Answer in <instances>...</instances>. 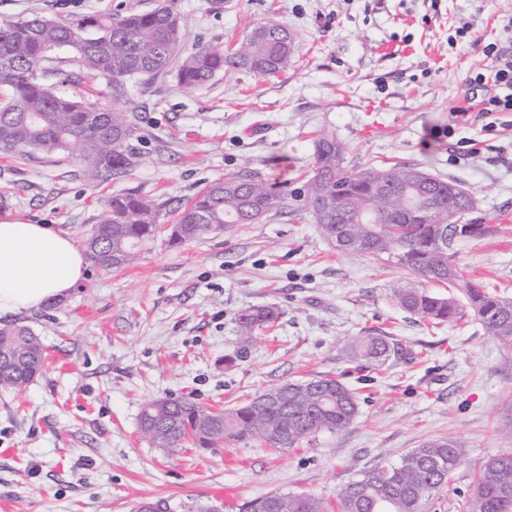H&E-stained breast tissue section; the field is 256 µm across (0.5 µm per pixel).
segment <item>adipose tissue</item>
<instances>
[{"mask_svg":"<svg viewBox=\"0 0 512 512\" xmlns=\"http://www.w3.org/2000/svg\"><path fill=\"white\" fill-rule=\"evenodd\" d=\"M86 265L84 252L68 235L44 224L0 222V312L65 296Z\"/></svg>","mask_w":512,"mask_h":512,"instance_id":"ef3b65f1","label":"adipose tissue"}]
</instances>
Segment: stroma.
<instances>
[{"label": "stroma", "mask_w": 512, "mask_h": 512, "mask_svg": "<svg viewBox=\"0 0 512 512\" xmlns=\"http://www.w3.org/2000/svg\"><path fill=\"white\" fill-rule=\"evenodd\" d=\"M156 0H0V19L69 18L153 8ZM186 45L232 44L259 23L300 40L292 66L272 76L219 75L188 90L174 78L130 84L123 108L141 137L143 162L127 178L88 180L78 149L24 160L0 155V221L48 224L83 246L106 200L136 190L175 210L203 184L242 168L301 186L325 131L345 144L348 167L416 166L460 182L478 199L465 224L467 277L512 298V115L494 132L468 100L471 73L492 66L473 38L512 49L502 0H180ZM467 36H458L459 28ZM56 94L111 102L75 52H52ZM452 136H444L445 128ZM473 141L477 153L462 150ZM394 263L339 253L311 218L276 214L169 246L167 233L131 267L88 264L59 300L13 314L41 338L45 368L25 389H0V512H239L267 493L335 502L364 471L442 437L465 442L463 461L423 512H466L484 461L512 448V348L484 333L468 306L433 324L401 309ZM273 305L279 318L240 336L245 308ZM379 331L403 347L375 367L341 358L350 336ZM328 375L359 400L345 430L294 449L243 440L187 446L175 456L142 439V405L189 397L232 408L289 380Z\"/></svg>", "instance_id": "35a3bbf8"}]
</instances>
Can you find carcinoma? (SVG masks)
Instances as JSON below:
<instances>
[{
	"instance_id": "1",
	"label": "carcinoma",
	"mask_w": 512,
	"mask_h": 512,
	"mask_svg": "<svg viewBox=\"0 0 512 512\" xmlns=\"http://www.w3.org/2000/svg\"><path fill=\"white\" fill-rule=\"evenodd\" d=\"M179 0H159L153 8L126 14L49 19L0 20V153L24 159L36 152L57 154L80 149L93 181L122 180L139 164L137 128L117 108L128 100L129 83L173 76L185 88L205 86L221 73L273 75L292 63L297 37L288 27L265 22L233 46L198 45L180 53L184 26ZM72 48L93 78H102L112 104L93 105L55 94L41 81L48 53ZM346 147L323 134L316 141L308 179L299 189L244 168L205 184L176 218L173 245L202 237L213 224L229 229L258 224L286 211L309 213L319 235L341 253L387 257L409 275L394 290L397 304L423 321L451 322L459 315L451 296L431 294L424 279L456 288L485 333L512 345V299L465 277L456 263L458 239L481 234L480 224H439L425 213L413 222L400 205L431 209L448 205V181L415 166L353 170L345 165ZM166 203L126 192L112 196L86 238L87 253L99 268L122 269L154 241ZM279 317L278 309L258 306L237 316L248 338ZM402 352L379 333L348 339L340 355L382 366ZM45 352L28 326H0V388L22 389L39 376ZM359 413L357 395L340 380L316 377L289 381L232 409H213L191 399H155L139 417L142 436L174 455L192 442L210 448L218 442L252 438L272 448H297L321 432L350 426ZM464 444L452 437L427 441L399 462L364 472L338 494L339 512H423V505L448 484L462 461ZM240 512H325L323 501L308 494L271 493L252 498ZM467 512H512V451L490 457L468 496Z\"/></svg>"
}]
</instances>
